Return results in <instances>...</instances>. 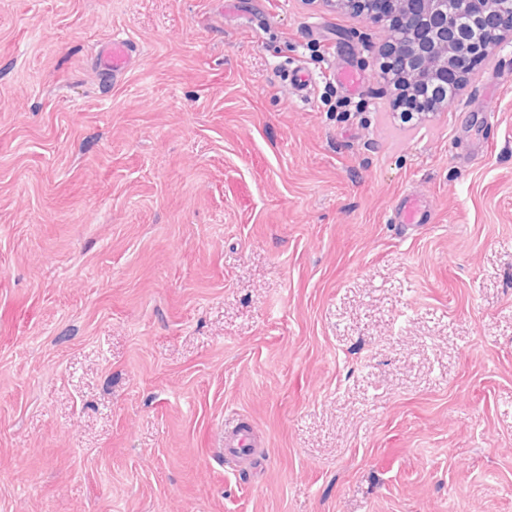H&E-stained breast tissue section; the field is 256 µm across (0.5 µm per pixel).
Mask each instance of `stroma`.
Returning <instances> with one entry per match:
<instances>
[{
    "label": "stroma",
    "instance_id": "1",
    "mask_svg": "<svg viewBox=\"0 0 512 512\" xmlns=\"http://www.w3.org/2000/svg\"><path fill=\"white\" fill-rule=\"evenodd\" d=\"M381 31L0 0V512H512V47L405 123ZM136 47L127 39L113 36L105 47L98 53V67L112 75V79L122 74L133 62ZM425 220V209L421 201L411 195L404 197L396 210L395 224L418 227ZM224 454L238 463L252 462L256 442L252 433L244 428H232L224 432Z\"/></svg>",
    "mask_w": 512,
    "mask_h": 512
}]
</instances>
